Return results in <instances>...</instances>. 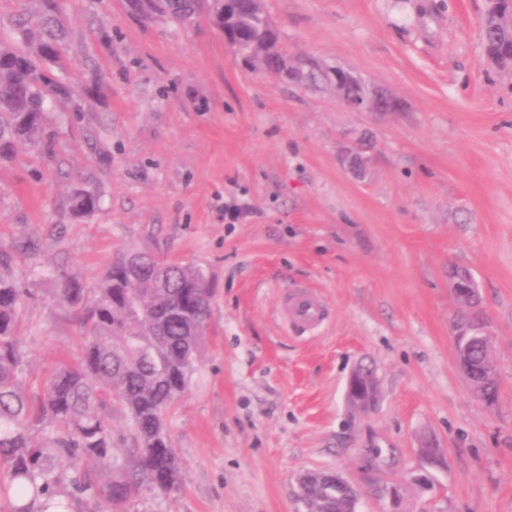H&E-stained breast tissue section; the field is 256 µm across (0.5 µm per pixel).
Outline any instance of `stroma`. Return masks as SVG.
Here are the masks:
<instances>
[{
    "label": "stroma",
    "instance_id": "stroma-1",
    "mask_svg": "<svg viewBox=\"0 0 512 512\" xmlns=\"http://www.w3.org/2000/svg\"><path fill=\"white\" fill-rule=\"evenodd\" d=\"M262 7L291 62L344 68L403 110L272 79L204 16L182 28L127 0H65L63 74L99 88L49 104L50 148L0 159V254L32 294L19 379L38 391L79 350L64 281L91 289L120 253L163 254L204 267L214 296L167 416L184 483L141 487L129 512H305L300 479L319 471L352 483L357 512H386L382 484L399 512H512V71L483 53L486 0ZM77 189L98 196L91 214L73 213ZM455 267L490 320V407L458 366ZM298 285L331 311L312 336L277 319ZM361 365L379 383L365 413L346 399ZM424 435L440 466L420 460Z\"/></svg>",
    "mask_w": 512,
    "mask_h": 512
}]
</instances>
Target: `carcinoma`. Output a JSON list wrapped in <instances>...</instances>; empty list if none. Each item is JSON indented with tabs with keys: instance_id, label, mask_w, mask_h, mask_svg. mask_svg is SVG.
Returning a JSON list of instances; mask_svg holds the SVG:
<instances>
[{
	"instance_id": "carcinoma-1",
	"label": "carcinoma",
	"mask_w": 512,
	"mask_h": 512,
	"mask_svg": "<svg viewBox=\"0 0 512 512\" xmlns=\"http://www.w3.org/2000/svg\"><path fill=\"white\" fill-rule=\"evenodd\" d=\"M63 0H45L36 19L14 21L19 44L0 41V158L42 140L49 101L74 99L80 90L47 69L57 62L63 33L54 15ZM205 0H150V8L187 26L204 13ZM304 81L332 87L314 61H302ZM97 197L75 195V211L89 214ZM130 253L115 257L93 295L66 286L58 295L75 315L83 337L75 365H59L38 393L18 379L22 361L17 330L28 291L0 276V512H61L65 506L90 512H128L141 486L178 490L184 480L173 452L166 416L185 392L210 319L213 288L205 269L176 266L156 255L135 270ZM166 271L159 284L157 271ZM479 304L456 311L452 327L474 323ZM475 397L497 398L495 372L482 374ZM126 410L132 447L114 453L112 410ZM305 498L319 512H349L346 497L318 476Z\"/></svg>"
}]
</instances>
